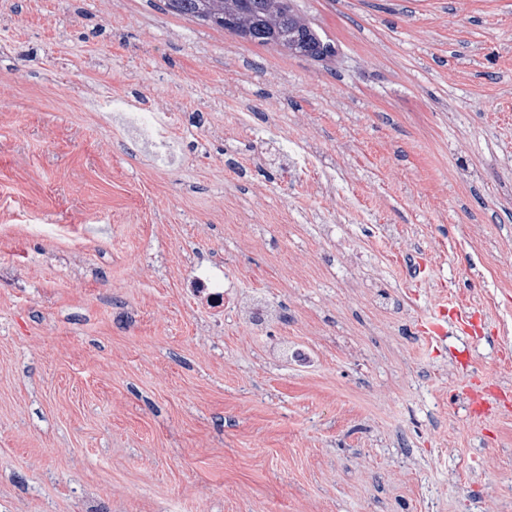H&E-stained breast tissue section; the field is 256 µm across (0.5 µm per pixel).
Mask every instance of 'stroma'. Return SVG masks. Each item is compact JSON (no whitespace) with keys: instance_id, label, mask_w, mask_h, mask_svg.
I'll return each instance as SVG.
<instances>
[{"instance_id":"obj_1","label":"stroma","mask_w":512,"mask_h":512,"mask_svg":"<svg viewBox=\"0 0 512 512\" xmlns=\"http://www.w3.org/2000/svg\"><path fill=\"white\" fill-rule=\"evenodd\" d=\"M293 4L0 0V512H512V0ZM291 0H164L183 15L209 21L258 45H276L313 59L332 55V45L291 6ZM128 117L131 125L157 153L168 149L169 129L166 125L159 123L154 111L141 109V112L128 113ZM187 289L213 312H224V286L208 276H200L190 281Z\"/></svg>"}]
</instances>
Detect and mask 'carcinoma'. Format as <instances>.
<instances>
[{
    "label": "carcinoma",
    "mask_w": 512,
    "mask_h": 512,
    "mask_svg": "<svg viewBox=\"0 0 512 512\" xmlns=\"http://www.w3.org/2000/svg\"><path fill=\"white\" fill-rule=\"evenodd\" d=\"M183 15L229 27L258 45H276L313 59L332 55V45L291 6V0H164Z\"/></svg>",
    "instance_id": "1"
}]
</instances>
